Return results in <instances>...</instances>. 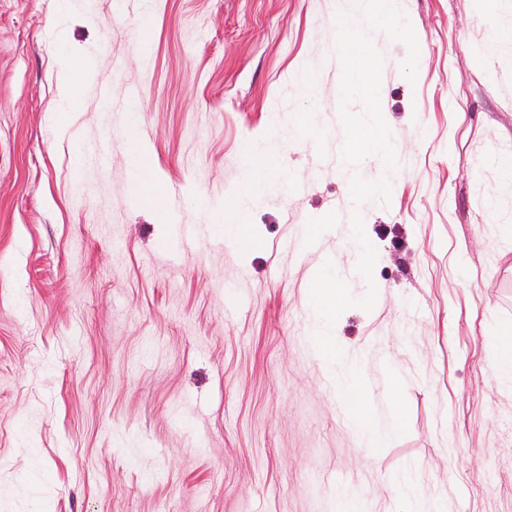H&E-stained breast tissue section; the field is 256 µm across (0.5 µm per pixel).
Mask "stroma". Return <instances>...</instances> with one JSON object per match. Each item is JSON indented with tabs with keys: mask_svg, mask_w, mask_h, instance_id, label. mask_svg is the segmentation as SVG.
Masks as SVG:
<instances>
[{
	"mask_svg": "<svg viewBox=\"0 0 512 512\" xmlns=\"http://www.w3.org/2000/svg\"><path fill=\"white\" fill-rule=\"evenodd\" d=\"M401 8L419 44L412 83L405 44L358 22L383 58L399 160L389 204L357 208L352 175L384 162L352 173L341 156L339 0H93L66 22L92 71L65 133L57 0H0V512H332L349 475L364 512H400L406 471L447 512H512V384L495 342L512 328L499 174L512 42L488 49L512 0ZM271 137L281 186L250 211L255 243H225L204 203L231 204L247 147ZM135 143L178 191L170 214L134 197ZM356 209L377 252L370 283ZM328 261L353 297L377 287L335 341L369 388L390 370L403 382L408 431L377 449L346 425L311 345L310 285Z\"/></svg>",
	"mask_w": 512,
	"mask_h": 512,
	"instance_id": "1",
	"label": "stroma"
}]
</instances>
